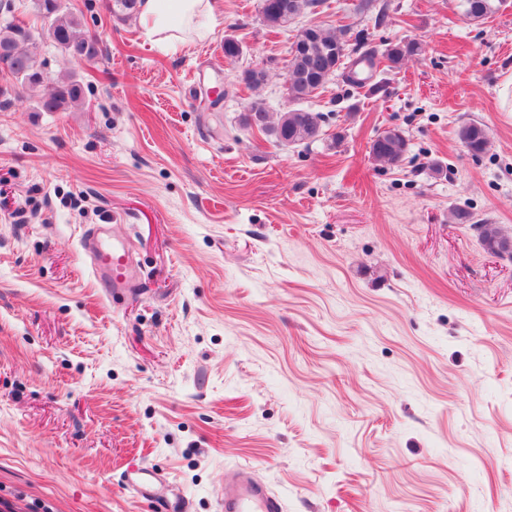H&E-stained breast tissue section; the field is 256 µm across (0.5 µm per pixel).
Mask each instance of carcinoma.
<instances>
[{
  "label": "carcinoma",
  "instance_id": "1",
  "mask_svg": "<svg viewBox=\"0 0 512 512\" xmlns=\"http://www.w3.org/2000/svg\"><path fill=\"white\" fill-rule=\"evenodd\" d=\"M46 10L42 14L48 22V31L52 33L55 44L65 53L77 60L92 61L102 52L100 40L95 35L80 32V20L67 12L63 6L55 5V0H45ZM471 9L463 10L466 18L482 21L494 14L501 0H465ZM27 40L26 26L8 22L0 26V72L12 78L0 86V97L11 101L23 91L31 97L38 98L43 112H59L79 103L84 94L83 86L72 76L61 78L55 82L53 91L48 95H38L45 83L40 70L33 67L31 56L25 50ZM339 38L336 34L318 29L311 53L297 49L289 53L286 83L288 97L293 102L302 101L325 86V82L313 80L314 70L325 67L327 59L338 49ZM420 47L416 42L390 43L382 51V57L388 67L398 68L404 61L419 54ZM323 114L303 108H292L279 114L276 121L266 120V124L258 130L272 137L278 144H307L321 133ZM458 138L464 148L473 156L485 152L489 139L485 126L476 121L462 124L458 129ZM372 156L381 162L397 165L408 152V141L403 133L396 129L380 132L371 142ZM504 237L497 224H484L478 232V238L487 253L499 256L500 239Z\"/></svg>",
  "mask_w": 512,
  "mask_h": 512
}]
</instances>
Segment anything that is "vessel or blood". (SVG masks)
<instances>
[{
  "instance_id": "b4317fda",
  "label": "vessel or blood",
  "mask_w": 512,
  "mask_h": 512,
  "mask_svg": "<svg viewBox=\"0 0 512 512\" xmlns=\"http://www.w3.org/2000/svg\"><path fill=\"white\" fill-rule=\"evenodd\" d=\"M80 245L90 261L92 274L105 293L136 287L133 259L126 239L113 236L102 224L84 230ZM125 487L138 497L152 500L157 512H189L188 501L170 497L154 467L139 465L125 474ZM223 512H284L282 499L257 479L251 467H241L224 487Z\"/></svg>"
}]
</instances>
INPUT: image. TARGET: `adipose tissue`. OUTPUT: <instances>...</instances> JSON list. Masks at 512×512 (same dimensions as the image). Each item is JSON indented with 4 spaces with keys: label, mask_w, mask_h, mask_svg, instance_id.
I'll return each mask as SVG.
<instances>
[{
    "label": "adipose tissue",
    "mask_w": 512,
    "mask_h": 512,
    "mask_svg": "<svg viewBox=\"0 0 512 512\" xmlns=\"http://www.w3.org/2000/svg\"><path fill=\"white\" fill-rule=\"evenodd\" d=\"M216 11V0H140L137 26L148 41L185 44L212 32Z\"/></svg>",
    "instance_id": "adipose-tissue-1"
}]
</instances>
